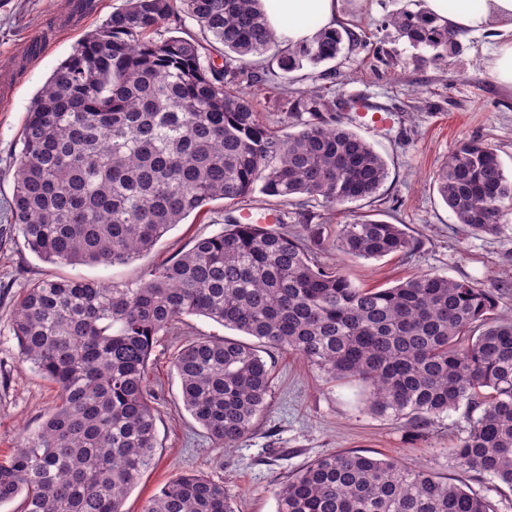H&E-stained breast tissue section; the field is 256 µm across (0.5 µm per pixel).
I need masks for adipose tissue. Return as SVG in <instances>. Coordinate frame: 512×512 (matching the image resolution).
<instances>
[{"label":"adipose tissue","instance_id":"adipose-tissue-1","mask_svg":"<svg viewBox=\"0 0 512 512\" xmlns=\"http://www.w3.org/2000/svg\"><path fill=\"white\" fill-rule=\"evenodd\" d=\"M269 26L289 45L310 40L336 24L338 0H262ZM431 16L456 31L495 32L498 41L490 70L512 86V0H424Z\"/></svg>","mask_w":512,"mask_h":512}]
</instances>
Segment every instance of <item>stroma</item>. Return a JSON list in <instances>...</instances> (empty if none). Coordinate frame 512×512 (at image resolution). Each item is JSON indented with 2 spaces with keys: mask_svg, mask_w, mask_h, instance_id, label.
I'll return each instance as SVG.
<instances>
[{
  "mask_svg": "<svg viewBox=\"0 0 512 512\" xmlns=\"http://www.w3.org/2000/svg\"><path fill=\"white\" fill-rule=\"evenodd\" d=\"M125 0H96L84 20L68 25L72 0H0V57L24 59L23 70L0 72V85L15 90L0 105V459L34 433L57 399L55 386L20 361L12 316L24 288L42 278L80 276L133 284L143 272L187 250L194 238L218 232L225 212L253 219L275 214L289 230L317 232L322 262L341 270L355 285L388 288L421 274L470 281L496 299L495 315L512 317V215L497 233L471 231L459 224L441 199L433 178L456 145L473 139L490 145L512 173V88L490 73L495 48L492 34L459 33L458 55L436 60L431 50L416 48L390 26L393 13L417 9L416 0H339L341 25L360 37L344 46L336 60L318 68L282 73L271 61L258 60L261 75L257 109L271 128L288 131L290 123L276 99L313 86L330 88L337 100L377 106L386 115L383 127L361 122L346 112L349 128L386 160L389 177L378 196L349 204L330 217L313 203L285 205L253 193L233 208L210 202L169 231L147 254L113 266H69L39 260L16 231L11 213L14 173L21 144L20 129L37 92L77 43L96 29ZM44 36L40 55L27 54L28 42ZM365 216L402 224L420 245L410 256L347 259L333 242L338 225ZM236 330L201 316L185 317L180 328L158 338L149 360L147 384L154 397L160 447L153 466L127 495L125 512H143L149 498L178 474L200 472L223 482L235 512H277L279 483L306 462L337 450L397 457L423 466L454 483H465L489 499L495 512H512V489L477 479L454 467L449 448L465 436L466 407L436 419L415 438L388 418L369 411L353 384L330 385L300 356L273 350L264 358L272 370L268 407L256 428L230 452L216 449L206 430L186 411L173 357L186 343L201 338L236 337Z\"/></svg>",
  "mask_w": 512,
  "mask_h": 512,
  "instance_id": "stroma-1",
  "label": "stroma"
}]
</instances>
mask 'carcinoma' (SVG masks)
I'll use <instances>...</instances> for the list:
<instances>
[{
  "label": "carcinoma",
  "instance_id": "obj_1",
  "mask_svg": "<svg viewBox=\"0 0 512 512\" xmlns=\"http://www.w3.org/2000/svg\"><path fill=\"white\" fill-rule=\"evenodd\" d=\"M203 40L164 36L183 18ZM399 36L457 55L458 33L425 8L390 19ZM358 41L324 29L284 48L262 0H126L52 73L19 139L12 218L28 249L51 264L111 266L147 252L207 204L258 191L302 198L328 215L376 196L385 159L336 119L332 93L283 97L300 126L268 127L250 92L251 57L290 73L317 68ZM224 48V65L205 64ZM458 222L495 233L512 211V177L486 143L463 142L435 176ZM318 241L230 215L217 233L149 270L132 287L82 277L26 288L12 330L22 361L58 388L39 430L0 462V506L21 512H124L128 490L154 462L156 416L147 367L157 337L187 315L258 340L183 345L173 358L184 406L215 447L255 427L271 387L261 350L299 355L329 383H355L369 409L425 432L466 404L469 427L448 449L455 466L512 489V320L469 281L424 274L391 288H361L321 264ZM397 224H342L349 258L409 255ZM277 512H493L468 485L394 458L336 451L306 463L276 490ZM144 512H234L224 482L180 474Z\"/></svg>",
  "mask_w": 512,
  "mask_h": 512
}]
</instances>
